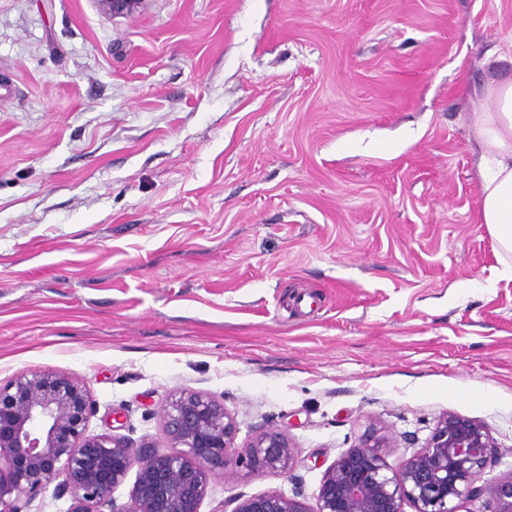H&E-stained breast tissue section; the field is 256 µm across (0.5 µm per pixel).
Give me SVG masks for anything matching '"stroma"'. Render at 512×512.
Wrapping results in <instances>:
<instances>
[{"mask_svg": "<svg viewBox=\"0 0 512 512\" xmlns=\"http://www.w3.org/2000/svg\"><path fill=\"white\" fill-rule=\"evenodd\" d=\"M512 0H0V383L83 380L89 430L165 448L181 390L298 496L372 428L391 465L457 413L512 473V280L477 220L474 86Z\"/></svg>", "mask_w": 512, "mask_h": 512, "instance_id": "35a3bbf8", "label": "stroma"}]
</instances>
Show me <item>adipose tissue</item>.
Segmentation results:
<instances>
[{"label":"adipose tissue","mask_w":512,"mask_h":512,"mask_svg":"<svg viewBox=\"0 0 512 512\" xmlns=\"http://www.w3.org/2000/svg\"><path fill=\"white\" fill-rule=\"evenodd\" d=\"M490 106L473 116L483 153L478 166L479 221L485 224L512 278V78L492 79L478 88Z\"/></svg>","instance_id":"ef3b65f1"}]
</instances>
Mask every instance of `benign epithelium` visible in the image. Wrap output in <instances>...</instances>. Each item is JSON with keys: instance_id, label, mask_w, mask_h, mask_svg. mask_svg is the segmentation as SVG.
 I'll return each mask as SVG.
<instances>
[{"instance_id": "7a95c632", "label": "benign epithelium", "mask_w": 512, "mask_h": 512, "mask_svg": "<svg viewBox=\"0 0 512 512\" xmlns=\"http://www.w3.org/2000/svg\"><path fill=\"white\" fill-rule=\"evenodd\" d=\"M92 404L75 376L32 371L0 384V512H30L51 484L70 496L68 512H200L210 482L230 464L254 476H283L299 451L277 425L239 451L238 426L224 401L200 392L173 394L162 409L167 449L93 434ZM389 439L368 432L324 472L314 512H460L488 495L491 512H512V473L481 486L498 447L487 428L447 413L426 444L392 467ZM136 471L130 505L113 492ZM232 512H307L297 497L272 492L234 498Z\"/></svg>"}]
</instances>
